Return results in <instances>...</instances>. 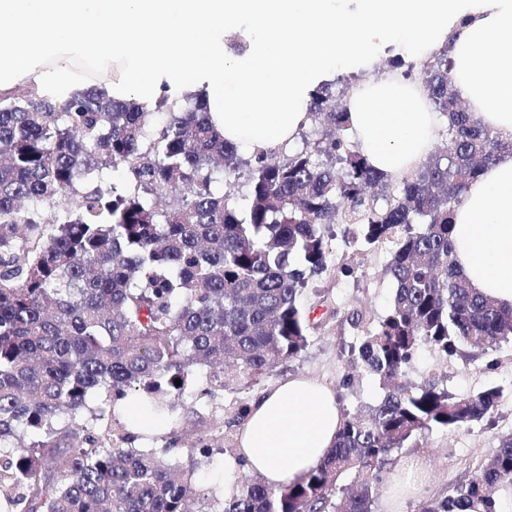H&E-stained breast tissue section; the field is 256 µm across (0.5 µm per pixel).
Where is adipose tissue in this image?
<instances>
[{
	"mask_svg": "<svg viewBox=\"0 0 512 512\" xmlns=\"http://www.w3.org/2000/svg\"><path fill=\"white\" fill-rule=\"evenodd\" d=\"M444 44L469 109L512 139V0H0V92L28 82L63 98L100 81L112 98L152 107L190 86L217 131L253 155L296 139L311 94L336 71ZM345 108L362 154L391 178L435 141L440 115L419 81L367 78ZM453 224L460 271L512 306L511 152L469 183ZM341 425L329 387L292 378L252 404L239 453L277 489L318 465Z\"/></svg>",
	"mask_w": 512,
	"mask_h": 512,
	"instance_id": "ef3b65f1",
	"label": "adipose tissue"
}]
</instances>
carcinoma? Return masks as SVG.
<instances>
[{
  "instance_id": "carcinoma-1",
  "label": "carcinoma",
  "mask_w": 512,
  "mask_h": 512,
  "mask_svg": "<svg viewBox=\"0 0 512 512\" xmlns=\"http://www.w3.org/2000/svg\"><path fill=\"white\" fill-rule=\"evenodd\" d=\"M413 69L448 117L443 154L392 181L347 139L327 83L309 108L325 119L319 138L252 158L243 204L214 190L242 156L197 94L153 109L92 85L0 101V443L14 440L0 452V512H206L196 467L131 446L129 432L106 444L95 428H125L121 404L139 394L173 427L199 379L213 395L299 356L314 328L306 274L327 266L330 224H357L353 242L391 254L388 313L372 327L347 316L385 396L345 415L326 458L291 485L269 487L236 456L217 512H371L395 451L492 417L498 386L454 397L433 377H403L424 348L485 352L512 336V307L471 287L451 240L469 182L512 141L466 108L447 50ZM112 168L121 183L105 182ZM504 486L512 434L478 477L416 512H498Z\"/></svg>"
}]
</instances>
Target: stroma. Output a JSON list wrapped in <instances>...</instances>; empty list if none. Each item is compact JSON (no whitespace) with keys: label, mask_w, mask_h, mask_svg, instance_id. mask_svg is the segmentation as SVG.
<instances>
[{"label":"stroma","mask_w":512,"mask_h":512,"mask_svg":"<svg viewBox=\"0 0 512 512\" xmlns=\"http://www.w3.org/2000/svg\"><path fill=\"white\" fill-rule=\"evenodd\" d=\"M334 231L328 265L320 275L309 279L303 294L306 308L327 316L312 333L305 352L280 363L252 385L224 389L214 399L190 396L175 430L152 442L153 447L169 449L180 465L197 466V489L203 507H212L214 496L222 492L224 464L237 450L241 425L235 422V413L251 407L272 385L293 377L323 383L335 392L340 409L351 414L378 403L384 396L378 379L353 365L351 350L358 346L359 336L346 316L355 308L366 311L372 320L385 316L393 292V282L386 273L390 255L382 248L353 244L344 225H335ZM432 375L439 376L454 396L499 385L503 397L491 420L453 433H424L409 447L392 454L387 465L391 472L408 459L426 460L429 472L422 494L430 499L443 497L456 484L475 477L480 466L497 452L501 436L512 433V340L485 353L464 346L448 358L423 350L408 366L406 379L417 384ZM198 440L212 450L210 457L200 462L185 449L186 444Z\"/></svg>","instance_id":"stroma-1"}]
</instances>
